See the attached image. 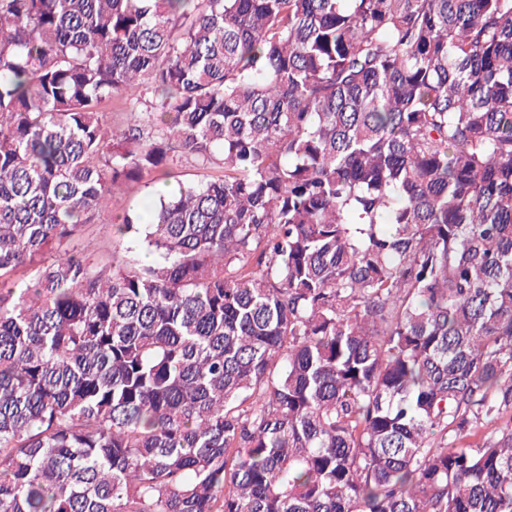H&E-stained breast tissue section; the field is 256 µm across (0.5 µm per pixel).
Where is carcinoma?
<instances>
[{
	"instance_id": "obj_1",
	"label": "carcinoma",
	"mask_w": 512,
	"mask_h": 512,
	"mask_svg": "<svg viewBox=\"0 0 512 512\" xmlns=\"http://www.w3.org/2000/svg\"><path fill=\"white\" fill-rule=\"evenodd\" d=\"M0 512H512V0H0ZM126 110L125 100L120 97L106 99L100 105V112L105 116L107 123L114 127L124 126L133 119V115ZM221 174L219 168L202 169L190 160H183L161 173L145 175L139 181L116 184L111 187L112 207L109 212L84 224L74 245L85 253L97 270L109 271L112 264L125 255L122 241L112 236L113 218L122 216L129 208L144 204L160 184L176 185L177 181L211 179Z\"/></svg>"
}]
</instances>
